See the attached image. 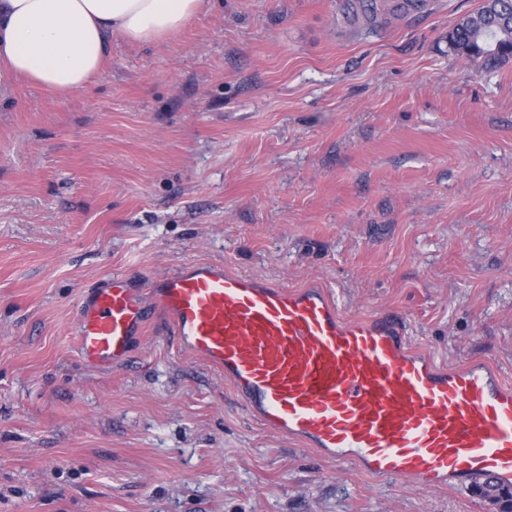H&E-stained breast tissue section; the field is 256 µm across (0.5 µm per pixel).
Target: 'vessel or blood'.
<instances>
[{
    "instance_id": "vessel-or-blood-1",
    "label": "vessel or blood",
    "mask_w": 512,
    "mask_h": 512,
    "mask_svg": "<svg viewBox=\"0 0 512 512\" xmlns=\"http://www.w3.org/2000/svg\"><path fill=\"white\" fill-rule=\"evenodd\" d=\"M154 307L270 432L384 479L512 484V385L485 361L445 367L413 350L401 314L347 317L323 287L208 263L164 276L147 298L115 274L83 298L82 360L125 363Z\"/></svg>"
}]
</instances>
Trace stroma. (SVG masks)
Segmentation results:
<instances>
[{"label": "stroma", "mask_w": 512, "mask_h": 512, "mask_svg": "<svg viewBox=\"0 0 512 512\" xmlns=\"http://www.w3.org/2000/svg\"><path fill=\"white\" fill-rule=\"evenodd\" d=\"M480 4L370 30L206 0L164 43L113 37L89 89L0 81V512H487L266 431L160 310L123 365L75 343L109 274L211 263L512 377V58L448 45Z\"/></svg>", "instance_id": "35a3bbf8"}]
</instances>
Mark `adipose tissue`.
Instances as JSON below:
<instances>
[{"label":"adipose tissue","instance_id":"obj_1","mask_svg":"<svg viewBox=\"0 0 512 512\" xmlns=\"http://www.w3.org/2000/svg\"><path fill=\"white\" fill-rule=\"evenodd\" d=\"M204 0H0V72L52 93L87 89L111 37L157 44L179 32Z\"/></svg>","mask_w":512,"mask_h":512}]
</instances>
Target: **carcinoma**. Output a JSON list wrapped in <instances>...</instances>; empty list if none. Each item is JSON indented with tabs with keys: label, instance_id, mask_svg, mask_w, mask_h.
Listing matches in <instances>:
<instances>
[{
	"label": "carcinoma",
	"instance_id": "1",
	"mask_svg": "<svg viewBox=\"0 0 512 512\" xmlns=\"http://www.w3.org/2000/svg\"><path fill=\"white\" fill-rule=\"evenodd\" d=\"M427 0H348L346 9L353 20L369 27L387 26L395 19L421 13ZM450 48L471 59H481L487 67L512 57V0H483V4L463 17L448 35ZM474 492L492 502L497 512H512V487L492 478L474 485Z\"/></svg>",
	"mask_w": 512,
	"mask_h": 512
}]
</instances>
